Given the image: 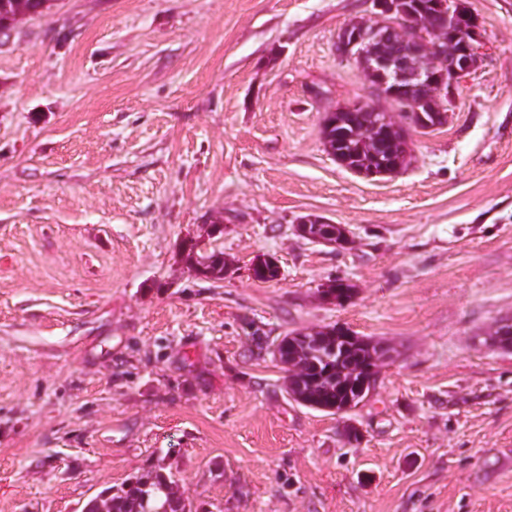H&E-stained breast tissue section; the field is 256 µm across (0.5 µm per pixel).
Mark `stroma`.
I'll list each match as a JSON object with an SVG mask.
<instances>
[{
    "instance_id": "1",
    "label": "stroma",
    "mask_w": 512,
    "mask_h": 512,
    "mask_svg": "<svg viewBox=\"0 0 512 512\" xmlns=\"http://www.w3.org/2000/svg\"><path fill=\"white\" fill-rule=\"evenodd\" d=\"M467 2L478 70L373 180L320 136L369 97L336 38L371 0H52L0 36V512H81L162 455L206 512H512V0ZM214 221L216 283L180 252ZM335 324L393 354L331 415L272 344ZM318 217H315L314 219H308L309 224L307 223V220L301 219L299 221V224H304V226L308 225V233L311 235L314 234H327L328 237L324 239L317 237V241L323 242V243H330V244H337L341 245L342 243L347 242V238L345 236L344 229L338 225V224H332L328 222L327 220L320 219ZM319 220V224L318 223ZM337 225V226H336ZM250 270L251 277L254 279L255 276V279L260 282L276 280L280 273L276 262L270 257H264V255H258L252 259Z\"/></svg>"
}]
</instances>
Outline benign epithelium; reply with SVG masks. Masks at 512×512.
Segmentation results:
<instances>
[{
    "label": "benign epithelium",
    "mask_w": 512,
    "mask_h": 512,
    "mask_svg": "<svg viewBox=\"0 0 512 512\" xmlns=\"http://www.w3.org/2000/svg\"><path fill=\"white\" fill-rule=\"evenodd\" d=\"M441 23L453 36L465 34L463 47L444 57L438 46L424 52L421 41L409 45L402 53L386 50L399 27L414 23L384 0H374L372 16L346 23L340 30L339 55L358 60L366 72L390 73L396 84L386 83L371 89V102H354L336 108L338 112H382L379 101H386L402 112L407 124H424L433 128L449 116L450 107L460 86L476 71L482 58L481 35L470 14L457 7L447 8L445 0L435 2ZM430 113L427 120L424 113Z\"/></svg>",
    "instance_id": "1"
}]
</instances>
